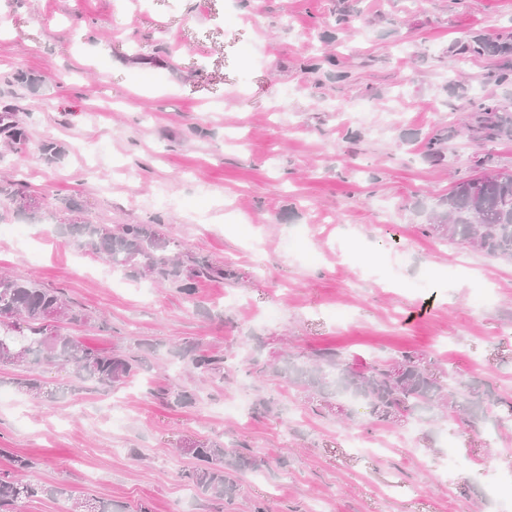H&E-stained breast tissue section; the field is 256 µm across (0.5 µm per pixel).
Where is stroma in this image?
<instances>
[{
  "label": "stroma",
  "mask_w": 512,
  "mask_h": 512,
  "mask_svg": "<svg viewBox=\"0 0 512 512\" xmlns=\"http://www.w3.org/2000/svg\"><path fill=\"white\" fill-rule=\"evenodd\" d=\"M510 31L512 0H0V115L25 129L20 145L0 136V181L39 203L33 220L0 204V226L33 243L0 235V272L85 307L92 323L71 332L89 347L143 359L114 391L36 366L49 399L0 366V472L29 457L27 480L114 512H491L512 496V422L497 405L512 401V262L423 235L415 208L479 174L483 156L512 170V140L462 131L480 102L512 103V82L486 78L512 58L456 52ZM439 131L440 162L423 151ZM161 187L181 206L157 204ZM75 216L160 223L236 277L190 297L111 277L61 230ZM188 344L224 354L223 380L189 376ZM325 349L354 366L414 351L494 404L370 430L363 413L247 373L252 359ZM170 383L193 401L150 395ZM198 441L257 459L233 499L188 486Z\"/></svg>",
  "instance_id": "stroma-1"
}]
</instances>
